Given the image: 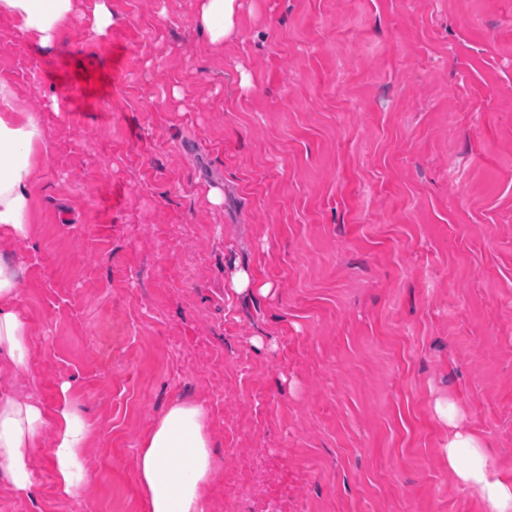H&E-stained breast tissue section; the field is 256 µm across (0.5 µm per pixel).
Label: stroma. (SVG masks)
Returning a JSON list of instances; mask_svg holds the SVG:
<instances>
[{
    "mask_svg": "<svg viewBox=\"0 0 512 512\" xmlns=\"http://www.w3.org/2000/svg\"><path fill=\"white\" fill-rule=\"evenodd\" d=\"M108 4L45 49L0 17L49 146L30 239L0 242L15 386L52 410L70 383L93 423L79 493L46 432L0 512H145L175 400L207 413L211 512H487L434 407L512 473V0H240L220 51L198 0Z\"/></svg>",
    "mask_w": 512,
    "mask_h": 512,
    "instance_id": "obj_1",
    "label": "stroma"
}]
</instances>
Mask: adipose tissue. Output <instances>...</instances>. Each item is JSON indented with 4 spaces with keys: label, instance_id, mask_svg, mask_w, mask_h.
I'll return each instance as SVG.
<instances>
[{
    "label": "adipose tissue",
    "instance_id": "ef3b65f1",
    "mask_svg": "<svg viewBox=\"0 0 512 512\" xmlns=\"http://www.w3.org/2000/svg\"><path fill=\"white\" fill-rule=\"evenodd\" d=\"M81 0H0V15L14 18L40 46H52L77 13ZM239 0H199L194 25L210 45L221 48L238 25ZM45 128L19 109L13 93L0 87V239L18 241L32 233L30 182L46 159ZM20 268L0 258V479L16 494L35 488L31 450L43 431H52L49 450L61 494L76 495L85 479L81 452L91 425L67 400L69 384L49 410L39 399L19 398L14 378L30 361L27 324L18 310ZM451 428L444 453L464 485L477 489L491 512H512V475L489 466L478 439L455 409L437 405ZM215 451L207 416L199 405L176 401L153 424L136 454L139 490L146 512H210L207 487Z\"/></svg>",
    "mask_w": 512,
    "mask_h": 512
}]
</instances>
